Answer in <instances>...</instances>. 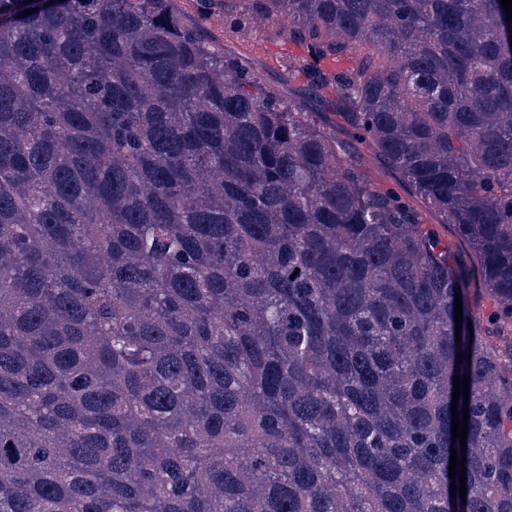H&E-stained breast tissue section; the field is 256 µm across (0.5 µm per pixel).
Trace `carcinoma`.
Here are the masks:
<instances>
[{"label": "carcinoma", "instance_id": "obj_1", "mask_svg": "<svg viewBox=\"0 0 512 512\" xmlns=\"http://www.w3.org/2000/svg\"><path fill=\"white\" fill-rule=\"evenodd\" d=\"M197 4L0 0V512H512L500 0ZM210 36L228 52L244 55L252 63L262 83L276 87L288 96V85L281 84L284 61L297 57L301 49L288 44L268 26L255 27L246 32L225 28L223 22L215 19L210 25Z\"/></svg>", "mask_w": 512, "mask_h": 512}]
</instances>
